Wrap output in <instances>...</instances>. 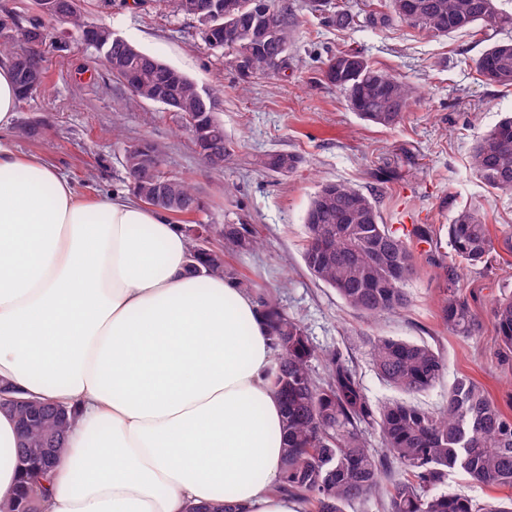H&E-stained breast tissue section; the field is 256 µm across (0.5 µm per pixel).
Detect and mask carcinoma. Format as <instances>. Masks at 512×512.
Returning a JSON list of instances; mask_svg holds the SVG:
<instances>
[{
  "label": "carcinoma",
  "mask_w": 512,
  "mask_h": 512,
  "mask_svg": "<svg viewBox=\"0 0 512 512\" xmlns=\"http://www.w3.org/2000/svg\"><path fill=\"white\" fill-rule=\"evenodd\" d=\"M232 8L217 21L212 33L201 30L205 43L214 50L233 56L234 48L224 34L247 27L252 20L253 0H220ZM277 36L264 50L250 59V77L270 75L288 66L293 40L292 22L275 4ZM313 11L326 14L327 22L338 29L354 23L347 6L335 3L329 8L323 0H309ZM375 28L395 23L431 37L467 33L484 45L471 59L484 81L512 86V0H384L381 8L368 11ZM67 24L79 34L86 22L80 13L66 17L44 14L21 32V40L44 41L43 22ZM125 53L124 65L138 70L139 84L129 87V105L157 102L155 92L166 89L177 102V114L203 109L205 88L197 86L183 72L167 69V64L143 51L101 46L99 54L119 81L123 71L114 65L118 53ZM0 55L11 61L45 72L42 54L27 48L16 51L0 44ZM320 73L326 85L336 89L347 106L361 119L380 127L398 124L416 101V91L401 79L370 63L356 50H342L321 62ZM299 158L282 151H268L256 157L254 165L262 172L284 174L292 171ZM139 153L124 150V166L131 191L143 203L172 215H196L204 210L196 188L183 176L135 179ZM470 166L475 176L491 192L512 191V115L476 140ZM306 243L303 261L311 275L336 290L351 309L371 317L395 312L408 306L406 283L416 272L414 244L433 241L431 226L417 224L411 235L415 243L398 235L382 222L376 199L357 187L340 181L322 183L311 198L306 217ZM209 239L224 249L192 251L200 265H189V272L206 269L209 275L247 283L226 264L228 251H248L260 242L247 224L211 223ZM450 260L442 267L448 298L443 322L462 336H476L480 324L457 288L456 268L460 263L476 266L494 249L486 215L480 206L460 208L448 225ZM257 301L270 321L277 359L269 379L282 403L286 426L283 458V488L313 509V512H345L346 508L372 494L384 497L386 512H512V497L477 503L464 496L437 495L436 487L448 473L461 470L472 481L486 488H512V418L503 413L484 389L468 377H459L448 387V402L438 410H426L404 401L393 400L373 406L363 392L353 370L339 354L326 356V376L316 380L312 361L317 348L301 326L280 311L266 295ZM491 316L499 338L503 361L512 364V297L496 300ZM372 357L379 377L397 391L411 395L425 392L444 378L448 365L431 346L400 339L378 338ZM68 416L54 411L43 413L39 422L21 438L17 454L28 449L37 457L44 439L58 438L54 455L64 451ZM376 435L383 454L369 448L370 435ZM401 469V476L383 484L390 466ZM49 477L35 471H21V482L7 510L37 512L35 498L46 501Z\"/></svg>",
  "instance_id": "1"
}]
</instances>
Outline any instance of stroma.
Instances as JSON below:
<instances>
[{
  "label": "stroma",
  "mask_w": 512,
  "mask_h": 512,
  "mask_svg": "<svg viewBox=\"0 0 512 512\" xmlns=\"http://www.w3.org/2000/svg\"><path fill=\"white\" fill-rule=\"evenodd\" d=\"M306 2L276 0L292 13L289 66L253 79L244 90L227 57L205 45L195 20L172 12L164 0L143 6L112 0L108 8L101 0H79L86 21L109 24L142 51L216 91L218 116L234 147L223 168L200 158L175 113L152 102L128 109L127 87L99 62L94 48L62 26L47 31V83L21 101L11 140L19 153L44 157L96 199L127 189V145L164 144L168 168L188 178L205 205L200 214L181 218L184 229L211 221L250 225L262 245L230 255L231 266L254 291L269 294L299 320L313 346L339 352L373 405L401 397L372 360L374 339L387 337L429 344L448 362L446 376L411 396V403L441 408L449 385L465 376L512 417V366L499 360L490 316L493 300L512 296V192L488 193L470 169L475 140L512 113V88L486 83L466 66L465 57L481 50L468 34L433 38L404 24L374 29L366 20V0H343L355 21L339 31ZM343 48L362 51L416 89L418 101L399 124L385 128L360 120L323 82L320 59ZM37 118L46 122L44 136L26 138L21 127ZM268 150L295 154L300 162L284 176L259 172L253 160ZM325 180L345 181L373 195L383 223L393 229L432 226L434 245L416 248L417 272L406 285L405 309L379 317L360 314L306 269L305 216ZM465 205L483 206L494 242L484 263L457 270L460 293L481 325L473 337L453 334L442 320L440 267L450 252L448 226Z\"/></svg>",
  "instance_id": "1"
}]
</instances>
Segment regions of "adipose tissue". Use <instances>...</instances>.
I'll return each instance as SVG.
<instances>
[{
	"instance_id": "ef3b65f1",
	"label": "adipose tissue",
	"mask_w": 512,
	"mask_h": 512,
	"mask_svg": "<svg viewBox=\"0 0 512 512\" xmlns=\"http://www.w3.org/2000/svg\"><path fill=\"white\" fill-rule=\"evenodd\" d=\"M0 66V384L74 409L47 512H299L268 320L235 281L189 274L192 242L131 191L90 199L7 139ZM0 412V504L19 481Z\"/></svg>"
}]
</instances>
